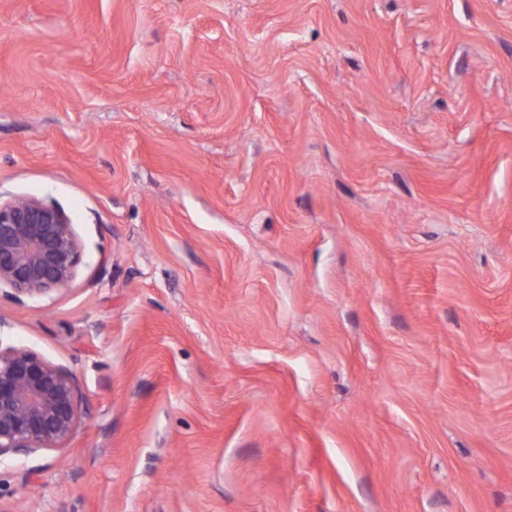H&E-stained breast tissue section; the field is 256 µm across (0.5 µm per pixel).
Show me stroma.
I'll return each mask as SVG.
<instances>
[{
    "instance_id": "1",
    "label": "stroma",
    "mask_w": 512,
    "mask_h": 512,
    "mask_svg": "<svg viewBox=\"0 0 512 512\" xmlns=\"http://www.w3.org/2000/svg\"><path fill=\"white\" fill-rule=\"evenodd\" d=\"M69 369L0 512H512V0H0V199ZM81 251L61 208L33 197L0 200V288L12 301L68 288Z\"/></svg>"
}]
</instances>
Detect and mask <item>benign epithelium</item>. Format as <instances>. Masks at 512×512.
<instances>
[{"label":"benign epithelium","mask_w":512,"mask_h":512,"mask_svg":"<svg viewBox=\"0 0 512 512\" xmlns=\"http://www.w3.org/2000/svg\"><path fill=\"white\" fill-rule=\"evenodd\" d=\"M81 251L61 208L33 197L0 201V287L12 301L68 288ZM79 409L71 372L33 351L0 347V457L61 447Z\"/></svg>","instance_id":"7a95c632"}]
</instances>
